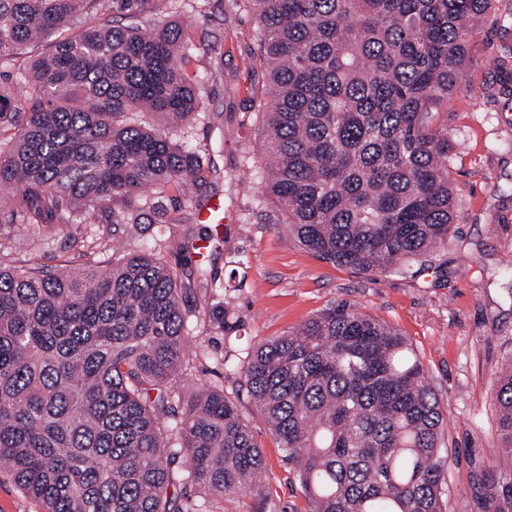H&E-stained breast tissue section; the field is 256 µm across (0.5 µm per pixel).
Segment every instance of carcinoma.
Masks as SVG:
<instances>
[{"instance_id": "obj_1", "label": "carcinoma", "mask_w": 512, "mask_h": 512, "mask_svg": "<svg viewBox=\"0 0 512 512\" xmlns=\"http://www.w3.org/2000/svg\"><path fill=\"white\" fill-rule=\"evenodd\" d=\"M159 0H0V193L38 234L45 212L135 224L204 155L133 112L200 111L204 73ZM495 0H232L258 24L266 89L261 195L317 258L402 272L448 239L458 198L453 143L434 125ZM67 28L30 67V44ZM151 188L154 195L143 190ZM125 198L131 211L106 204ZM108 270L0 267V469L43 512H183L170 487L208 498L259 491L261 448L224 389L185 396L191 318L223 334L226 311L185 307L177 271L150 241ZM248 392L294 465L309 512H446L448 452L437 393L407 340L333 304L253 346ZM495 401L512 461V363ZM512 475H475L483 512H512Z\"/></svg>"}]
</instances>
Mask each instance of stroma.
Returning a JSON list of instances; mask_svg holds the SVG:
<instances>
[{"mask_svg":"<svg viewBox=\"0 0 512 512\" xmlns=\"http://www.w3.org/2000/svg\"><path fill=\"white\" fill-rule=\"evenodd\" d=\"M198 42L192 70L209 74L203 108L169 137L205 151L206 183L166 191V211L138 234L130 225L50 221L39 239L26 237L23 213L0 200V265L104 270L159 239L165 259L188 287L189 307L228 305L238 320L229 335L195 327L180 380L209 383L235 397L265 457L262 495L211 497L209 512H308L300 485L261 410L225 369L255 343L282 336L332 303L347 302L399 330L438 393L447 424V512H479L473 474L502 454L495 401L500 370L512 361V0H497L493 17L471 39L472 61L447 111L435 124L454 144L450 176L459 198L448 240L427 261L400 273L371 276L323 262L276 226L273 203L253 204V165L265 152L261 132L265 79L251 13L187 0L178 15ZM224 197L227 223H199L204 196ZM205 267L211 288L198 283Z\"/></svg>","mask_w":512,"mask_h":512,"instance_id":"1","label":"stroma"}]
</instances>
